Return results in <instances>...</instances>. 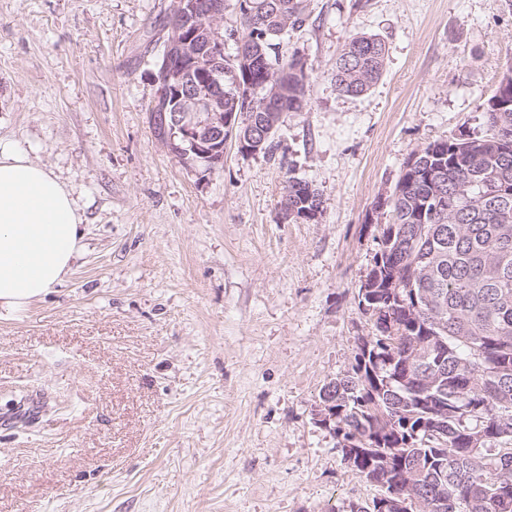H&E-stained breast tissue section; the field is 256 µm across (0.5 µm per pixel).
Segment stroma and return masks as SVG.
I'll list each match as a JSON object with an SVG mask.
<instances>
[{"mask_svg": "<svg viewBox=\"0 0 512 512\" xmlns=\"http://www.w3.org/2000/svg\"><path fill=\"white\" fill-rule=\"evenodd\" d=\"M171 0H0V140L78 200L84 251L0 320V512H347L381 497L319 425L320 389L373 326L358 289L409 156L467 129L512 67V0H309L280 50L309 67L275 155L235 140L199 177L148 109ZM388 56L365 94L331 70L351 35ZM317 222H285L288 177ZM288 185V206H283L281 211V219L285 222H298L295 217H292L288 220V211L292 206L296 208V217H299L304 210H312L314 208V200H312L309 204L310 198V190L313 195L320 196L316 189L313 188L312 184L308 181L296 178V177H288V181L284 187V190ZM321 208H315L312 211L306 212L307 216L303 218L309 219V221H314L319 218ZM310 217V218H309Z\"/></svg>", "mask_w": 512, "mask_h": 512, "instance_id": "1", "label": "stroma"}]
</instances>
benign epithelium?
<instances>
[{"label":"benign epithelium","instance_id":"1","mask_svg":"<svg viewBox=\"0 0 512 512\" xmlns=\"http://www.w3.org/2000/svg\"><path fill=\"white\" fill-rule=\"evenodd\" d=\"M222 0H173L166 15L164 58L154 70L152 122L170 130L161 142L200 178L224 164V143L260 152L264 139L238 130L254 124L253 112L224 111V78L234 75L220 51Z\"/></svg>","mask_w":512,"mask_h":512}]
</instances>
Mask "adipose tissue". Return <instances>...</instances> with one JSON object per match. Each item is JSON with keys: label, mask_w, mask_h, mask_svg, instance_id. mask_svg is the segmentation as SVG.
Returning <instances> with one entry per match:
<instances>
[{"label": "adipose tissue", "mask_w": 512, "mask_h": 512, "mask_svg": "<svg viewBox=\"0 0 512 512\" xmlns=\"http://www.w3.org/2000/svg\"><path fill=\"white\" fill-rule=\"evenodd\" d=\"M83 217L67 186L0 143V320L16 319L71 272Z\"/></svg>", "instance_id": "ef3b65f1"}]
</instances>
